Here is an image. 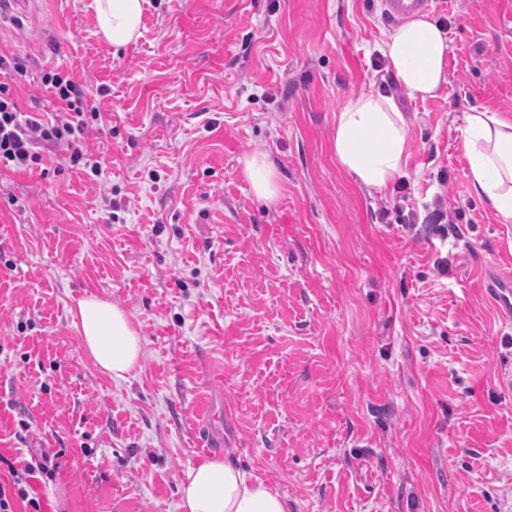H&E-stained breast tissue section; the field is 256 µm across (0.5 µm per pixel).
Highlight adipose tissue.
I'll return each instance as SVG.
<instances>
[{"label": "adipose tissue", "instance_id": "1", "mask_svg": "<svg viewBox=\"0 0 512 512\" xmlns=\"http://www.w3.org/2000/svg\"><path fill=\"white\" fill-rule=\"evenodd\" d=\"M144 0H93L98 32L120 49L140 36ZM381 51L393 78L410 96H435L447 83L448 38L441 26L419 15L393 29ZM463 131V153L474 192L487 200L502 223H512V119L476 108ZM409 121L394 97L363 94L346 99L336 114L333 149L340 168L366 187H382L405 175ZM94 365L122 379L134 371L142 342L117 305L97 298L79 300L71 311ZM181 512H288L281 495L263 479L226 459L188 468L182 481Z\"/></svg>", "mask_w": 512, "mask_h": 512}]
</instances>
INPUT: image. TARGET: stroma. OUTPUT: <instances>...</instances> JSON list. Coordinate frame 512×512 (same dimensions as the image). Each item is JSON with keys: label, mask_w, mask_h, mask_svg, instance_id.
<instances>
[{"label": "stroma", "mask_w": 512, "mask_h": 512, "mask_svg": "<svg viewBox=\"0 0 512 512\" xmlns=\"http://www.w3.org/2000/svg\"><path fill=\"white\" fill-rule=\"evenodd\" d=\"M90 2L0 14L21 111H58L59 72L100 112L88 164L43 145L0 174V478L44 453L42 512H179L216 404L222 457L288 512H512V319L481 291L512 279V223L462 150L472 108L512 117V0H437L448 83L426 100L380 64L378 0H146L117 54ZM386 90L409 165L368 188L336 163V114ZM90 296L141 336L126 378L82 345ZM244 173L252 190L259 199L273 201L278 194L277 174L265 159L256 156L244 162Z\"/></svg>", "instance_id": "obj_1"}]
</instances>
